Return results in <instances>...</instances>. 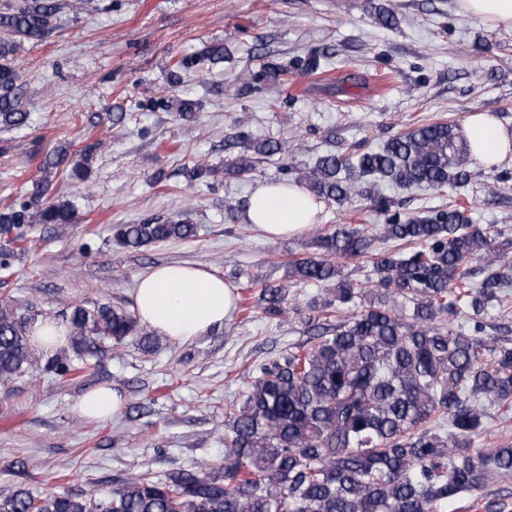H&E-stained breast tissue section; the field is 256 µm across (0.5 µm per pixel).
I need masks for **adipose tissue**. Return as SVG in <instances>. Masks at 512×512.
Returning a JSON list of instances; mask_svg holds the SVG:
<instances>
[{"mask_svg":"<svg viewBox=\"0 0 512 512\" xmlns=\"http://www.w3.org/2000/svg\"><path fill=\"white\" fill-rule=\"evenodd\" d=\"M462 133L476 164L489 169L512 161V130L486 112L469 115ZM320 205L299 184L259 185L249 198L244 220L269 237H289L317 221ZM134 310L157 334L183 344L223 326L233 306V289L209 267L189 262L154 266L140 276L133 291ZM119 390L99 387L86 392L74 410L106 421L123 407Z\"/></svg>","mask_w":512,"mask_h":512,"instance_id":"1","label":"adipose tissue"}]
</instances>
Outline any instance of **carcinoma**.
I'll use <instances>...</instances> for the list:
<instances>
[{"label":"carcinoma","mask_w":512,"mask_h":512,"mask_svg":"<svg viewBox=\"0 0 512 512\" xmlns=\"http://www.w3.org/2000/svg\"><path fill=\"white\" fill-rule=\"evenodd\" d=\"M61 0H20L0 10V129L27 125L19 94L17 55L25 39L57 27ZM160 108L194 119L188 99H155ZM247 142L254 155L234 164L240 176L257 171V156L288 159L286 140ZM103 141L74 159L61 145L42 161V178L28 197L0 208V239L21 244L34 224H69L72 200L43 198L57 171L86 181ZM470 148L457 125L440 119L409 128L379 149L352 146L314 164L287 166L293 182L317 198L342 204L368 188L457 190L482 175L469 168ZM382 224H338L315 231L319 251L288 260V278L262 289V314L282 321L298 283L333 285L312 298L315 333L274 360L244 369L241 399L224 405L213 434L224 457L201 459L160 475L150 470L114 480L95 501L72 491L36 498L18 489L0 512H447L448 504L512 477V445L471 447L493 414L512 410V345L485 334L484 315L512 309V262L492 225L478 224L470 204L417 214L391 211L375 196ZM196 234L184 212L120 224L115 240L138 249ZM395 243L382 250L379 243ZM363 260V283L343 262ZM481 262L478 271L467 268ZM41 319L61 321L69 342L48 358L59 376L85 369L134 337L150 351L154 336L121 305L68 304ZM36 315L0 303V385L33 363L29 332Z\"/></svg>","instance_id":"carcinoma-1"}]
</instances>
